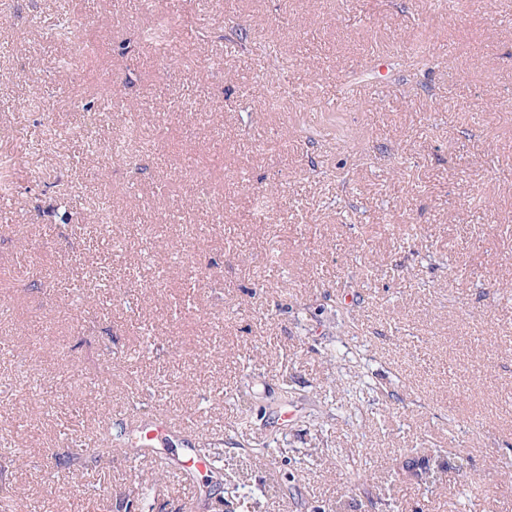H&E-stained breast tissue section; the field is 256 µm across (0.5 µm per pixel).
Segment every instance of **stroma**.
Listing matches in <instances>:
<instances>
[{
	"instance_id": "1",
	"label": "stroma",
	"mask_w": 512,
	"mask_h": 512,
	"mask_svg": "<svg viewBox=\"0 0 512 512\" xmlns=\"http://www.w3.org/2000/svg\"><path fill=\"white\" fill-rule=\"evenodd\" d=\"M57 14L10 0L0 31L16 512H127L160 463L115 455L102 494L61 498L51 455L148 413L220 468L193 496L168 473L153 512H512V106L487 105L512 96V0H71L69 40ZM162 15L192 19L175 63L139 40ZM415 51L381 95L349 81ZM135 119L148 145L106 164ZM437 454L466 473L404 477Z\"/></svg>"
}]
</instances>
